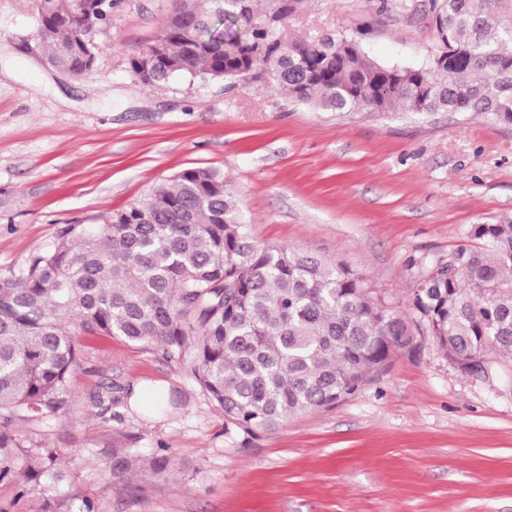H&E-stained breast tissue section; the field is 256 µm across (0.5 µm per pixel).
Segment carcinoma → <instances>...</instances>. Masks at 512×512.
<instances>
[{
	"label": "carcinoma",
	"mask_w": 512,
	"mask_h": 512,
	"mask_svg": "<svg viewBox=\"0 0 512 512\" xmlns=\"http://www.w3.org/2000/svg\"><path fill=\"white\" fill-rule=\"evenodd\" d=\"M102 0H37L46 57L89 77L98 49L89 24L112 14ZM174 0L167 28L129 57L149 85L176 78L260 83L330 112L484 114L512 127V0H429L439 43L420 65L379 62L351 34L298 39L288 19L302 0ZM145 54L158 58L146 69ZM425 84L431 92L418 98ZM416 289L412 311L450 361L494 353L512 361V220L471 227ZM120 337L185 368L245 434L353 395L368 374L410 347L412 330L341 260L262 244L242 220L224 174L186 169L94 231L62 228L54 248L0 277V487L18 502L40 487L43 512H97L72 488L50 448L15 433L17 420L70 406L87 341ZM113 473L142 464L161 472L165 448L113 453Z\"/></svg>",
	"instance_id": "obj_1"
}]
</instances>
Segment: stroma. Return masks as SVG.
<instances>
[{"label": "stroma", "mask_w": 512, "mask_h": 512, "mask_svg": "<svg viewBox=\"0 0 512 512\" xmlns=\"http://www.w3.org/2000/svg\"><path fill=\"white\" fill-rule=\"evenodd\" d=\"M303 0L293 36L346 32L387 63L437 47L428 0ZM172 0H117L95 34L92 78L48 68L36 0H0V276L93 228L189 168L232 184L251 234L344 261L409 315L416 288L469 240L512 219V128L479 114L325 112L254 84L134 79L129 56L165 28ZM335 406L247 435L160 353L96 342L69 410L19 434L59 451L98 512H512V386L461 373L433 337ZM112 389L111 410L90 394ZM148 392L127 405L129 388ZM179 392L159 418L149 404ZM168 449L172 465L112 475V453Z\"/></svg>", "instance_id": "stroma-1"}]
</instances>
